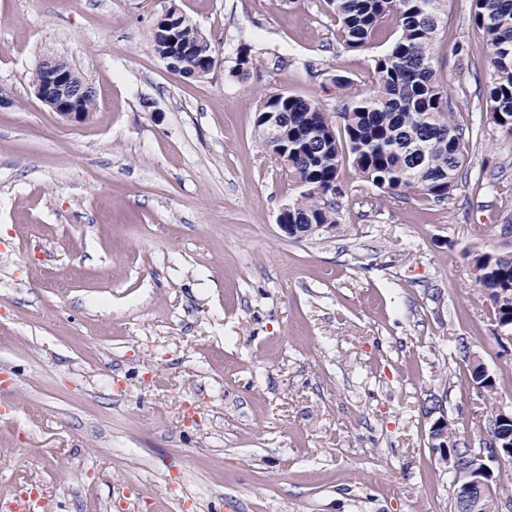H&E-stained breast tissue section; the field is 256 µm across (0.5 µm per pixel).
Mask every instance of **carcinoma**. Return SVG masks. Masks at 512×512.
<instances>
[{
	"instance_id": "carcinoma-1",
	"label": "carcinoma",
	"mask_w": 512,
	"mask_h": 512,
	"mask_svg": "<svg viewBox=\"0 0 512 512\" xmlns=\"http://www.w3.org/2000/svg\"><path fill=\"white\" fill-rule=\"evenodd\" d=\"M472 20L491 48L485 97L487 120L512 141V0H473ZM337 34L349 50L370 47L377 29L392 19L398 36L375 59L366 95H346L334 112L304 97L267 94L255 113V131L280 156L288 185V223L302 231L336 223L334 196L349 162L364 181L385 193L412 192L443 202L466 164L465 143L474 128L457 124L447 80L436 65L446 0H327ZM153 48L164 58L173 44L190 49L171 71L204 78L219 63L211 44L173 8L156 22ZM336 187V195L328 193ZM476 286L490 302L491 320L512 332V251H466ZM480 388H494L480 364L470 366Z\"/></svg>"
}]
</instances>
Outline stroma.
I'll list each match as a JSON object with an SVG mask.
<instances>
[{
	"mask_svg": "<svg viewBox=\"0 0 512 512\" xmlns=\"http://www.w3.org/2000/svg\"><path fill=\"white\" fill-rule=\"evenodd\" d=\"M447 2L438 67L456 121L479 130L456 189L387 194L347 165L335 228L296 240L260 99L335 111L333 76L369 91L393 22L351 51L325 0H0V504L450 512L426 410L442 401L475 449L512 411V344L463 255L507 244L512 141L482 120L473 0ZM173 5L218 54L206 78L153 49ZM45 56L94 86L85 122L36 96Z\"/></svg>",
	"mask_w": 512,
	"mask_h": 512,
	"instance_id": "stroma-1",
	"label": "stroma"
}]
</instances>
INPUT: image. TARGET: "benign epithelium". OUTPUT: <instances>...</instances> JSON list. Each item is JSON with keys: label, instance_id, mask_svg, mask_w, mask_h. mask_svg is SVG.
Wrapping results in <instances>:
<instances>
[{"label": "benign epithelium", "instance_id": "7a95c632", "mask_svg": "<svg viewBox=\"0 0 512 512\" xmlns=\"http://www.w3.org/2000/svg\"><path fill=\"white\" fill-rule=\"evenodd\" d=\"M39 63L46 73L42 85L36 88V96L46 106L56 112L63 120L70 123H80L87 118L83 112L77 111V105L86 96L95 93L94 87L76 75L64 62L54 57H43ZM429 431L448 429L447 414L442 405L434 404L427 412ZM503 436L499 433L490 435L485 447L462 456L448 451V439L432 440V446L439 454L441 464L456 470L463 466L472 465L477 468L479 477L474 481L457 488V512H486L491 505L486 502L483 489L490 484L493 472L485 460H499L503 457Z\"/></svg>", "mask_w": 512, "mask_h": 512}]
</instances>
